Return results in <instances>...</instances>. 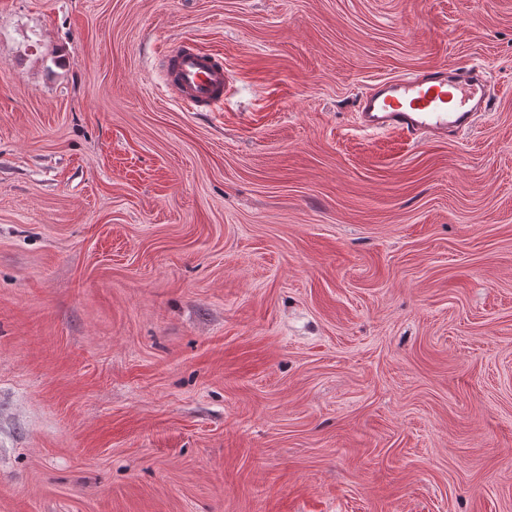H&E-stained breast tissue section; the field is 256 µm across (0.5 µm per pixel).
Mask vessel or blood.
I'll return each instance as SVG.
<instances>
[{
	"instance_id": "b4317fda",
	"label": "vessel or blood",
	"mask_w": 512,
	"mask_h": 512,
	"mask_svg": "<svg viewBox=\"0 0 512 512\" xmlns=\"http://www.w3.org/2000/svg\"><path fill=\"white\" fill-rule=\"evenodd\" d=\"M168 90L192 112L204 111L224 93V70L208 53L189 48L168 51ZM477 83L449 85L446 72L431 70L417 76H396L382 81L359 102L364 129L398 130L409 135L464 131L475 121Z\"/></svg>"
}]
</instances>
